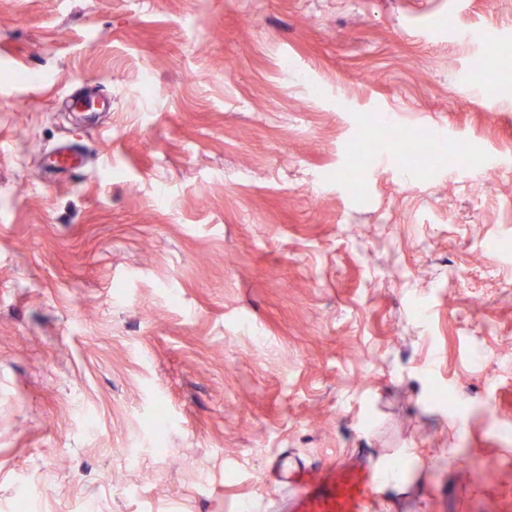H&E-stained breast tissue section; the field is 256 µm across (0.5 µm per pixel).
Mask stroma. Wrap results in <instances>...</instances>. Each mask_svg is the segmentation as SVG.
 <instances>
[{
	"mask_svg": "<svg viewBox=\"0 0 512 512\" xmlns=\"http://www.w3.org/2000/svg\"><path fill=\"white\" fill-rule=\"evenodd\" d=\"M503 162L512 0H0V512H286L287 456L512 512ZM45 166L48 169L60 172H68L82 165V155L73 147L64 145L57 147L44 157Z\"/></svg>",
	"mask_w": 512,
	"mask_h": 512,
	"instance_id": "35a3bbf8",
	"label": "stroma"
}]
</instances>
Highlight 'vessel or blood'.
Instances as JSON below:
<instances>
[{"label":"vessel or blood","instance_id":"vessel-or-blood-1","mask_svg":"<svg viewBox=\"0 0 512 512\" xmlns=\"http://www.w3.org/2000/svg\"><path fill=\"white\" fill-rule=\"evenodd\" d=\"M46 168L66 172L81 167L72 146L44 157ZM387 472L376 465L334 464L316 470L276 464L275 480L291 491V512H373L385 491Z\"/></svg>","mask_w":512,"mask_h":512}]
</instances>
